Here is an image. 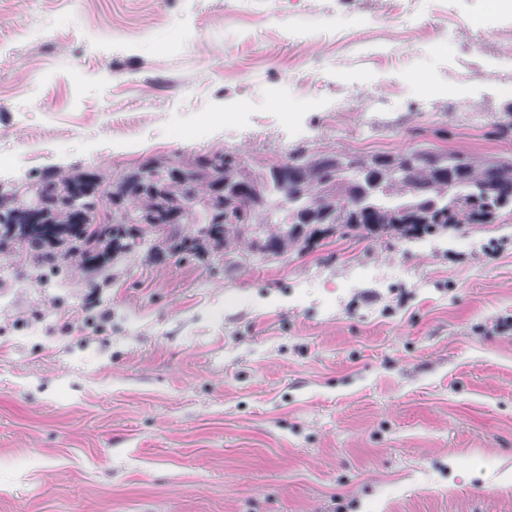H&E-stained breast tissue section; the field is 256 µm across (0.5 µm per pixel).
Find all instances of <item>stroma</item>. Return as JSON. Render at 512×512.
Returning <instances> with one entry per match:
<instances>
[{
  "label": "stroma",
  "instance_id": "1",
  "mask_svg": "<svg viewBox=\"0 0 512 512\" xmlns=\"http://www.w3.org/2000/svg\"><path fill=\"white\" fill-rule=\"evenodd\" d=\"M485 6L452 23L416 0L414 44L381 0H0V182L217 149L258 169L299 132L512 156V41L472 29ZM440 239L42 280L0 250V512H512V333L489 331L512 316V210Z\"/></svg>",
  "mask_w": 512,
  "mask_h": 512
}]
</instances>
